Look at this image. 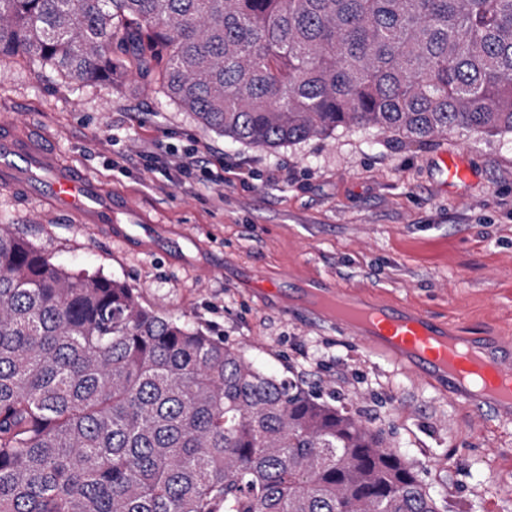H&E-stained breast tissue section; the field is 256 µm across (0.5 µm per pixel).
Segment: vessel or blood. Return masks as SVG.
I'll list each match as a JSON object with an SVG mask.
<instances>
[{
	"label": "vessel or blood",
	"instance_id": "obj_1",
	"mask_svg": "<svg viewBox=\"0 0 512 512\" xmlns=\"http://www.w3.org/2000/svg\"><path fill=\"white\" fill-rule=\"evenodd\" d=\"M35 169L45 178L39 191L43 202L72 223L111 232L112 198L101 184L62 164L40 144L0 128V182L29 189ZM365 319L363 335L371 353L402 363L440 394L489 411L494 420L512 421V360L504 357L502 341L447 329L426 311L406 305H369Z\"/></svg>",
	"mask_w": 512,
	"mask_h": 512
}]
</instances>
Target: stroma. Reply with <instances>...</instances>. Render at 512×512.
Listing matches in <instances>:
<instances>
[{
  "instance_id": "1",
  "label": "stroma",
  "mask_w": 512,
  "mask_h": 512,
  "mask_svg": "<svg viewBox=\"0 0 512 512\" xmlns=\"http://www.w3.org/2000/svg\"><path fill=\"white\" fill-rule=\"evenodd\" d=\"M4 115L134 204L150 233L114 238L7 187L0 224L52 263L124 282L145 307L302 379L329 404L353 403L415 465L439 512H512V422L440 396L291 303L299 280H324L512 338V137L417 143L341 128L260 149L204 129L165 93L159 69L75 86L20 57L0 59ZM189 145L223 181L166 164L168 149ZM446 156L466 180L444 183ZM253 280L273 282L277 296Z\"/></svg>"
}]
</instances>
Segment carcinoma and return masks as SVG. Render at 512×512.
Returning a JSON list of instances; mask_svg holds the SVG:
<instances>
[{
	"mask_svg": "<svg viewBox=\"0 0 512 512\" xmlns=\"http://www.w3.org/2000/svg\"><path fill=\"white\" fill-rule=\"evenodd\" d=\"M137 50L212 131L512 135V0H0V57L82 85ZM0 512H438L357 411L0 224Z\"/></svg>",
	"mask_w": 512,
	"mask_h": 512,
	"instance_id": "carcinoma-1",
	"label": "carcinoma"
}]
</instances>
